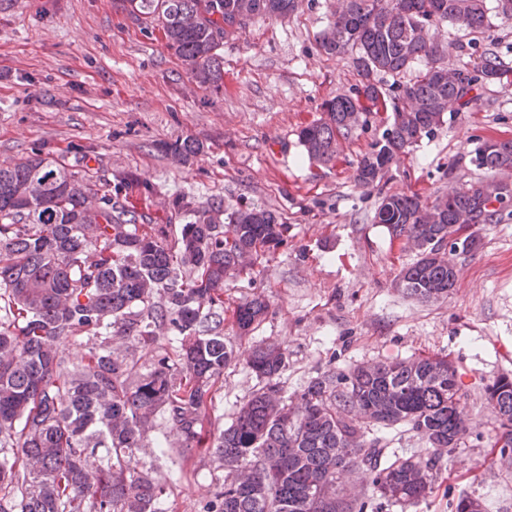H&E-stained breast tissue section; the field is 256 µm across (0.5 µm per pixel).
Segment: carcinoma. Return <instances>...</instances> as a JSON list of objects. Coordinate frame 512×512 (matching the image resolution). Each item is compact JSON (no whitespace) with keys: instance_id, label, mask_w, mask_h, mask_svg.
Here are the masks:
<instances>
[{"instance_id":"1","label":"carcinoma","mask_w":512,"mask_h":512,"mask_svg":"<svg viewBox=\"0 0 512 512\" xmlns=\"http://www.w3.org/2000/svg\"><path fill=\"white\" fill-rule=\"evenodd\" d=\"M205 89L224 87V40L257 17L285 16L294 0H122ZM347 0L319 47L352 56L363 94L375 111L387 109L374 75H400L420 66L392 104L382 139L358 161L356 181L370 186L379 172L444 122L448 104L462 110L478 99L486 79L504 77L486 57L480 74L444 64L440 47L411 37L436 17L472 30L488 13L512 18V0ZM361 104L337 96L323 116L299 131L310 158H336L338 141L356 131L349 117ZM204 145L187 139L166 148L183 164ZM91 147L73 162L34 147L27 157L0 164V512H161L174 476L157 461L195 448L224 469V483L206 512H384L431 496L444 455L464 443L469 421L457 369L448 356L418 355L356 364L312 378L295 397L281 375L288 352L279 344L250 348L246 366L258 388L232 423L204 433L203 417L224 368L238 358L224 342V279L250 273L259 256L286 242L288 225L272 210L230 209L224 198L186 195L172 203L180 215L174 242L170 222L148 211L154 188L131 173L104 181L90 167ZM476 165L512 169V138L484 142ZM512 198L486 192L482 182L446 199L417 193L382 198L374 221L391 239L418 252L402 269L405 295L432 302L448 295L455 267L434 253L462 228L495 224ZM269 308L263 295L238 305L234 322L246 333ZM177 340L175 354L160 337ZM88 346L73 365L63 346ZM155 353L141 370L130 347ZM496 413L500 455L512 448V376L484 386ZM178 443L148 442L155 421ZM404 428L428 445L427 459L389 454L373 430ZM454 512H487L479 498L461 494Z\"/></svg>"}]
</instances>
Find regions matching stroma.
I'll list each match as a JSON object with an SVG mask.
<instances>
[{
	"label": "stroma",
	"instance_id": "obj_1",
	"mask_svg": "<svg viewBox=\"0 0 512 512\" xmlns=\"http://www.w3.org/2000/svg\"><path fill=\"white\" fill-rule=\"evenodd\" d=\"M335 7L297 0L288 17L255 20L225 41L224 90L216 94L197 88L161 32L131 18L121 0H0V162L37 146L57 157L90 145L100 174L132 171L154 186L157 215L183 194L281 214L287 245L258 258L250 276L224 283L225 340L242 352L261 340L287 347L282 382L290 396L332 368L448 355L470 434L445 456L443 485L427 503L391 512H449V498L462 493L481 498L488 512H512V454L495 446V413L483 392L512 374V211L474 226V251L450 256L452 292L430 303L398 285L415 250L373 221L386 193L434 199L492 177L512 184V170L492 176L473 161L484 139L512 137V19L491 15L477 32L448 21L430 26L448 67L472 70L490 53L509 78L485 83L469 112L448 107L441 126L366 188L356 183L357 161L380 138L383 114L362 115L327 163L310 159L298 139L325 100L362 94L351 58L319 48ZM188 137L204 150L187 164L158 149ZM256 293L268 296L269 313L238 335L233 310ZM257 386L244 365L226 367L207 410L209 430L229 425ZM180 467L165 512H203L223 470L195 450Z\"/></svg>",
	"mask_w": 512,
	"mask_h": 512
}]
</instances>
